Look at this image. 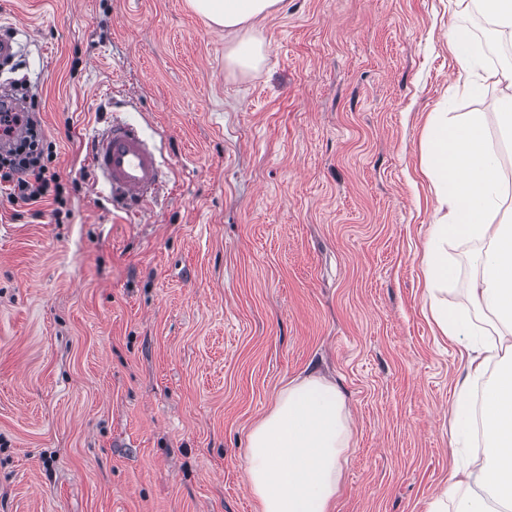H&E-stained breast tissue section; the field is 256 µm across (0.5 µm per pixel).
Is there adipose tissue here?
Listing matches in <instances>:
<instances>
[{
    "label": "adipose tissue",
    "mask_w": 512,
    "mask_h": 512,
    "mask_svg": "<svg viewBox=\"0 0 512 512\" xmlns=\"http://www.w3.org/2000/svg\"><path fill=\"white\" fill-rule=\"evenodd\" d=\"M282 0H190L192 8L237 39L227 52L229 66L257 68L265 44L251 34L255 20L278 10ZM457 13L477 7L492 31L512 39V0H453ZM448 50L465 88L482 94L500 90L494 102L501 131L512 138V62L482 68L465 30L449 20ZM421 168L430 179L436 206L424 242L426 308L442 336L465 343L463 379L451 407L452 438L471 431L480 414L484 448L470 452L463 482H450L428 512H512V179L488 135L480 112H434L422 143ZM474 248L475 275L469 302H448L456 267L449 246ZM496 375L473 408L472 388L488 369ZM351 419L335 383L310 376L289 382L249 433L246 471L260 512H331L350 446Z\"/></svg>",
    "instance_id": "adipose-tissue-1"
}]
</instances>
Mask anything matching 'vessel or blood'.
I'll use <instances>...</instances> for the list:
<instances>
[{
    "label": "vessel or blood",
    "mask_w": 512,
    "mask_h": 512,
    "mask_svg": "<svg viewBox=\"0 0 512 512\" xmlns=\"http://www.w3.org/2000/svg\"><path fill=\"white\" fill-rule=\"evenodd\" d=\"M90 163L116 200L141 204L161 187L156 154L133 125L114 121L98 132Z\"/></svg>",
    "instance_id": "1"
}]
</instances>
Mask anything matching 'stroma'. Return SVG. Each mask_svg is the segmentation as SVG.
<instances>
[{
    "label": "stroma",
    "instance_id": "1",
    "mask_svg": "<svg viewBox=\"0 0 512 512\" xmlns=\"http://www.w3.org/2000/svg\"><path fill=\"white\" fill-rule=\"evenodd\" d=\"M449 0H283L266 46L189 0H0L65 189L0 202V512H259L247 436L289 381L336 382L352 437L332 512H427L466 352L423 311L430 112L470 97ZM163 183L115 207L89 163L112 117ZM265 44L259 37L245 33L231 44L226 55L229 66L239 70L256 69L264 59Z\"/></svg>",
    "mask_w": 512,
    "mask_h": 512
}]
</instances>
